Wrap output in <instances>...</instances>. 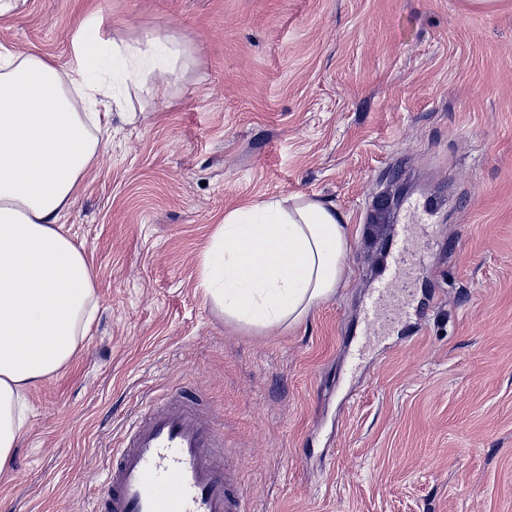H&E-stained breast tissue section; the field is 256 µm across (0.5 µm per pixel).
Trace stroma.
Instances as JSON below:
<instances>
[{"label":"stroma","mask_w":512,"mask_h":512,"mask_svg":"<svg viewBox=\"0 0 512 512\" xmlns=\"http://www.w3.org/2000/svg\"><path fill=\"white\" fill-rule=\"evenodd\" d=\"M159 32L192 62L126 96L68 225L99 308L71 362L27 394L0 512H89L130 425L204 397L245 512H512V0H19L0 45L66 68L84 19ZM429 271L411 315L363 342L388 224ZM306 196L349 219L335 294L268 334L225 318L200 264L225 213Z\"/></svg>","instance_id":"stroma-1"}]
</instances>
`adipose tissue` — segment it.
I'll return each mask as SVG.
<instances>
[{
  "instance_id": "1",
  "label": "adipose tissue",
  "mask_w": 512,
  "mask_h": 512,
  "mask_svg": "<svg viewBox=\"0 0 512 512\" xmlns=\"http://www.w3.org/2000/svg\"><path fill=\"white\" fill-rule=\"evenodd\" d=\"M172 37L104 39L86 22L75 62L56 66L0 46V473L28 423L27 392L65 367L97 310L86 253L65 229L83 175L103 150L97 80L118 65L126 84L160 88L185 60ZM347 216L300 196L227 212L201 261L204 295L228 320L262 331L300 322L345 274Z\"/></svg>"
}]
</instances>
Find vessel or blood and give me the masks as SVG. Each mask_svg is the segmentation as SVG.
<instances>
[{
	"mask_svg": "<svg viewBox=\"0 0 512 512\" xmlns=\"http://www.w3.org/2000/svg\"><path fill=\"white\" fill-rule=\"evenodd\" d=\"M446 204L434 195L404 200L399 230L375 288L362 309L364 336L408 317L407 305H392L396 292L426 270L416 235ZM235 469L224 456V432L196 403L172 398L148 409L131 426L122 448L112 455L105 487L92 512H242Z\"/></svg>",
	"mask_w": 512,
	"mask_h": 512,
	"instance_id": "vessel-or-blood-1",
	"label": "vessel or blood"
}]
</instances>
